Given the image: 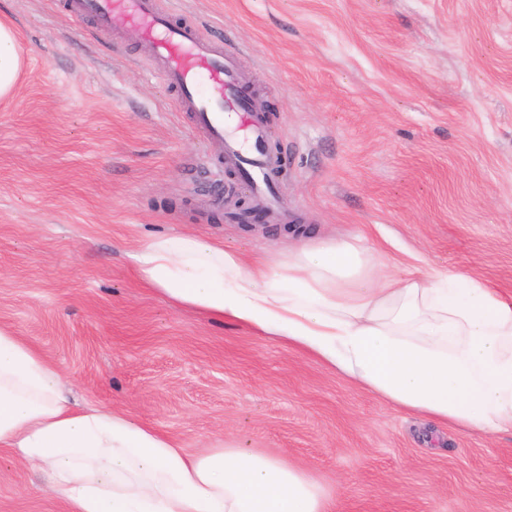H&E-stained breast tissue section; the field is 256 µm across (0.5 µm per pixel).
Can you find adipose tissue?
Returning a JSON list of instances; mask_svg holds the SVG:
<instances>
[{
    "instance_id": "adipose-tissue-1",
    "label": "adipose tissue",
    "mask_w": 512,
    "mask_h": 512,
    "mask_svg": "<svg viewBox=\"0 0 512 512\" xmlns=\"http://www.w3.org/2000/svg\"><path fill=\"white\" fill-rule=\"evenodd\" d=\"M23 67L0 18V98ZM170 300L288 339L388 404L481 434L512 433V296L427 267L381 277L364 241L302 243L276 267L191 235L137 254ZM0 447L68 512H334L307 473L240 449L191 455L110 410H76L59 370L0 327Z\"/></svg>"
}]
</instances>
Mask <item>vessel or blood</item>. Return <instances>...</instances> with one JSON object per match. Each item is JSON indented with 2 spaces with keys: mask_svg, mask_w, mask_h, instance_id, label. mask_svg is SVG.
Wrapping results in <instances>:
<instances>
[{
  "mask_svg": "<svg viewBox=\"0 0 512 512\" xmlns=\"http://www.w3.org/2000/svg\"><path fill=\"white\" fill-rule=\"evenodd\" d=\"M69 7L74 16H94L102 29L121 24L139 34L176 108L191 113L217 160L239 175L253 208L280 223L287 210L277 189L281 158L268 149L266 121L235 54L202 38L194 25H172L156 0H70Z\"/></svg>",
  "mask_w": 512,
  "mask_h": 512,
  "instance_id": "obj_1",
  "label": "vessel or blood"
}]
</instances>
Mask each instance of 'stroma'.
I'll return each instance as SVG.
<instances>
[{
    "label": "stroma",
    "mask_w": 512,
    "mask_h": 512,
    "mask_svg": "<svg viewBox=\"0 0 512 512\" xmlns=\"http://www.w3.org/2000/svg\"><path fill=\"white\" fill-rule=\"evenodd\" d=\"M235 51L284 152L282 224L234 222L235 174L131 31L67 0H0L25 68L0 101V327L186 452L275 457L339 512H512V435L395 408L278 336L171 302L136 254L209 238L287 261L362 237L387 273L434 266L512 295V0H160ZM0 448V512H64Z\"/></svg>",
    "instance_id": "1"
}]
</instances>
